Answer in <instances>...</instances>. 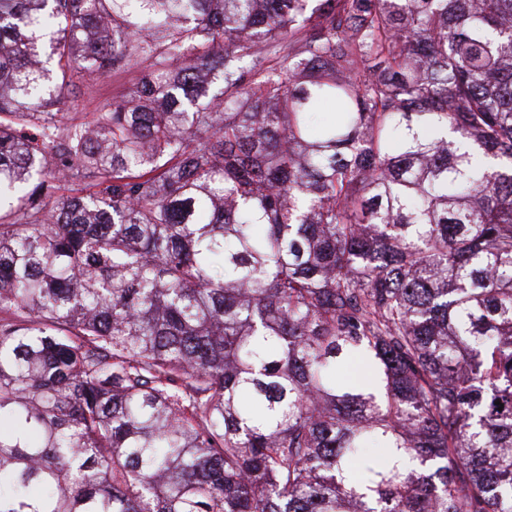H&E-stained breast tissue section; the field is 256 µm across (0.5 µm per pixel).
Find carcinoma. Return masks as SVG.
I'll return each instance as SVG.
<instances>
[{"mask_svg": "<svg viewBox=\"0 0 512 512\" xmlns=\"http://www.w3.org/2000/svg\"><path fill=\"white\" fill-rule=\"evenodd\" d=\"M0 512H512V0H0Z\"/></svg>", "mask_w": 512, "mask_h": 512, "instance_id": "1", "label": "carcinoma"}]
</instances>
